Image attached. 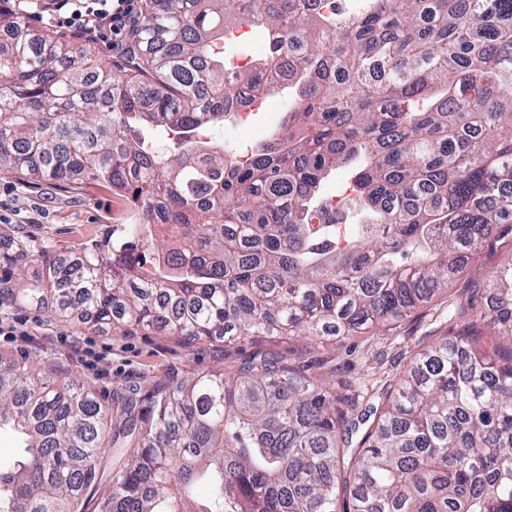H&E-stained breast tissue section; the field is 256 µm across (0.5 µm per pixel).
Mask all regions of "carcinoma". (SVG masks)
I'll return each mask as SVG.
<instances>
[{"mask_svg": "<svg viewBox=\"0 0 512 512\" xmlns=\"http://www.w3.org/2000/svg\"><path fill=\"white\" fill-rule=\"evenodd\" d=\"M306 2L145 0L113 65L0 7V171L108 183L142 242L46 258L12 287L51 293L59 316L72 295L114 330L321 344L385 332L512 240V0ZM254 34L269 52L228 66ZM284 84L287 120L244 159L196 140L237 114L240 88ZM344 166L331 207L321 188ZM28 264L0 252V269ZM489 281L362 411L255 351L126 399L107 443L94 388L0 360V429L24 451L0 468V512H512V264Z\"/></svg>", "mask_w": 512, "mask_h": 512, "instance_id": "carcinoma-1", "label": "carcinoma"}]
</instances>
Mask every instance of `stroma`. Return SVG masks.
I'll return each mask as SVG.
<instances>
[{
  "label": "stroma",
  "mask_w": 512,
  "mask_h": 512,
  "mask_svg": "<svg viewBox=\"0 0 512 512\" xmlns=\"http://www.w3.org/2000/svg\"><path fill=\"white\" fill-rule=\"evenodd\" d=\"M285 95L265 98L246 122L232 120L221 128H203L204 141L224 140L253 144L278 129L285 117ZM131 204L122 192L103 182L33 181L13 172H0V251L25 247L34 259L28 280H36L41 257L68 264L82 258L86 245L109 241L116 226L128 223ZM512 261V245L484 249L475 265L449 283L447 290L410 316L392 323L385 334L351 336L333 345L303 349L286 337H266L261 350L300 359L311 373L332 381L373 379L375 373L393 375L409 363L414 351L428 338L447 333L448 305L465 303L485 273ZM0 321L21 327L25 337L0 335V358H25L39 368H61L89 380L105 404L117 406L128 393L144 395L153 384L175 371L205 374L232 369L241 350L220 342L187 345L164 330L112 333L78 315L53 317L38 306L1 301Z\"/></svg>",
  "instance_id": "35a3bbf8"
}]
</instances>
